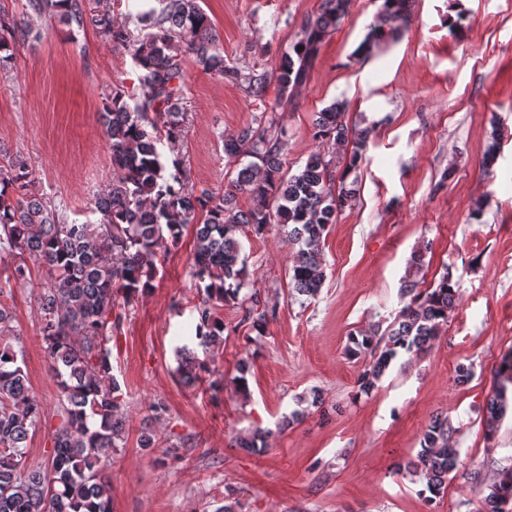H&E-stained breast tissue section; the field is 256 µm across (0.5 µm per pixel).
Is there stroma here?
I'll list each match as a JSON object with an SVG mask.
<instances>
[{
    "instance_id": "35a3bbf8",
    "label": "stroma",
    "mask_w": 512,
    "mask_h": 512,
    "mask_svg": "<svg viewBox=\"0 0 512 512\" xmlns=\"http://www.w3.org/2000/svg\"><path fill=\"white\" fill-rule=\"evenodd\" d=\"M321 0H199L229 66L275 67ZM381 0H351L325 38L295 104L248 97L240 83L207 74L183 57L187 112L180 149L193 193L220 194L235 165L224 141L273 115L288 130L285 170L295 172L332 145L313 137L318 112L346 101L345 121L370 129L353 173L356 196L324 239L326 278L316 297L290 294L296 247L270 232L242 238L248 282L277 308L264 334L243 323L241 305L222 309L224 336L207 358L222 383L188 385L176 349L194 344L200 300L189 276L193 233L172 247L149 293L112 332V375L124 401L123 448L102 459L110 512H476L478 486L512 470V414L487 438L482 412L493 372L512 350V0H409V22L369 52L360 46L380 20ZM33 37L0 71V145L23 156L35 189L69 216L86 219L112 178L99 121L105 92L139 93L127 50L94 28L73 33L32 14L27 0H0ZM501 134L493 177L481 163L491 130ZM449 275L457 292L448 324L420 357L394 360L371 395L358 394L362 362L346 354L351 333L392 325L406 279L426 289ZM1 300L13 314L31 395L44 412L27 442V467L53 456L59 390L40 332L38 292L11 284ZM251 358L250 395L235 387ZM472 367L467 385L459 365ZM323 410L282 421L311 391ZM167 406L154 414L151 405ZM447 418L459 450L445 493L427 502L421 485L395 473L415 457L434 417ZM180 447L139 445L145 429ZM268 430L259 453L237 437Z\"/></svg>"
}]
</instances>
